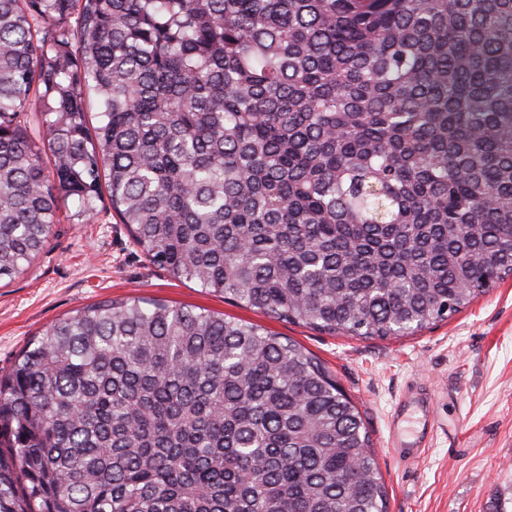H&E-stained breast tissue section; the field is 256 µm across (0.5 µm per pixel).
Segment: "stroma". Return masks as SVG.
<instances>
[{"label": "stroma", "mask_w": 512, "mask_h": 512, "mask_svg": "<svg viewBox=\"0 0 512 512\" xmlns=\"http://www.w3.org/2000/svg\"><path fill=\"white\" fill-rule=\"evenodd\" d=\"M202 307L291 338L318 357L360 412L388 512H512V277L412 336L362 339L288 324L174 280L108 213L55 225L46 252L0 284V367L55 320L106 299ZM416 459L388 444L395 410Z\"/></svg>", "instance_id": "stroma-1"}]
</instances>
